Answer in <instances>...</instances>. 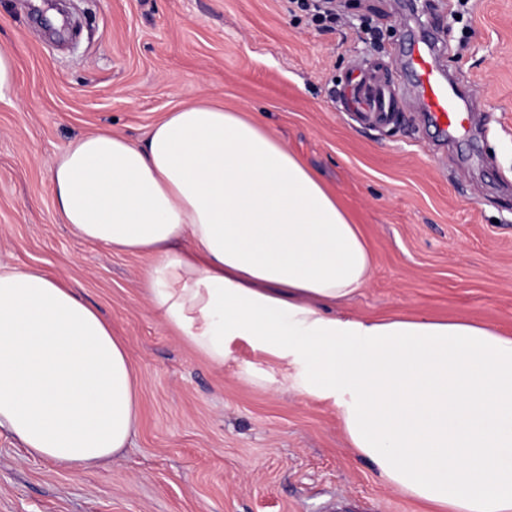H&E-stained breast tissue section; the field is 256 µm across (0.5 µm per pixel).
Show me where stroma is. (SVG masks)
<instances>
[{"label": "stroma", "instance_id": "stroma-1", "mask_svg": "<svg viewBox=\"0 0 512 512\" xmlns=\"http://www.w3.org/2000/svg\"><path fill=\"white\" fill-rule=\"evenodd\" d=\"M0 0V256L79 288L126 344L139 419L88 469L26 454L0 428V512H430L385 486L336 409L274 385L281 368L237 347L218 368L149 307L144 257L81 240L56 217L50 171L74 138L144 141L201 98L258 120L358 225L370 278L337 314L466 315L512 335V0H333L331 30L287 0ZM429 31L472 122L445 137L422 110L404 43ZM395 90L390 120L350 111L356 69ZM17 79L16 61L7 51L0 52V99L9 95L15 88Z\"/></svg>", "mask_w": 512, "mask_h": 512}]
</instances>
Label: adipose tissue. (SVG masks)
<instances>
[{
    "mask_svg": "<svg viewBox=\"0 0 512 512\" xmlns=\"http://www.w3.org/2000/svg\"><path fill=\"white\" fill-rule=\"evenodd\" d=\"M55 213L143 253L151 309L214 366L243 343L282 385L331 402L351 448L436 512H512V336L469 317L348 318L372 254L309 167L261 123L201 101L139 144L66 146ZM137 386L122 340L73 288L0 261V428L86 468L126 448Z\"/></svg>",
    "mask_w": 512,
    "mask_h": 512,
    "instance_id": "obj_1",
    "label": "adipose tissue"
}]
</instances>
